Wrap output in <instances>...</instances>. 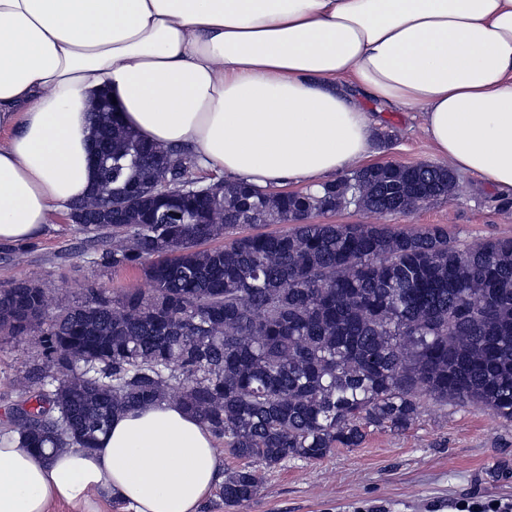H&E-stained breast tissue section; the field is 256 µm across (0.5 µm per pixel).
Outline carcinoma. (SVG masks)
Returning <instances> with one entry per match:
<instances>
[{"label":"carcinoma","instance_id":"carcinoma-1","mask_svg":"<svg viewBox=\"0 0 512 512\" xmlns=\"http://www.w3.org/2000/svg\"><path fill=\"white\" fill-rule=\"evenodd\" d=\"M111 108L104 94L92 107L104 148L78 208L112 205L120 223L84 231L111 238L112 267L139 269L148 289H92L52 313L35 277L0 288V333L36 337L46 360L19 379L6 433L51 455L91 449L112 417L175 392L244 462L222 483L239 506L290 458L356 448L368 426L407 429L424 395L512 422V237L313 221L354 193L366 212H411L418 195L455 192L448 169L385 162L353 191L340 178L303 195L218 180L214 205L181 197L189 163ZM255 219L290 228L237 234Z\"/></svg>","mask_w":512,"mask_h":512}]
</instances>
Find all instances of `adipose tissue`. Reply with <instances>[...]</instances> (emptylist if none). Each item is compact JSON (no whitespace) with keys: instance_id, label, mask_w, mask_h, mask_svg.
Listing matches in <instances>:
<instances>
[{"instance_id":"ef3b65f1","label":"adipose tissue","mask_w":512,"mask_h":512,"mask_svg":"<svg viewBox=\"0 0 512 512\" xmlns=\"http://www.w3.org/2000/svg\"><path fill=\"white\" fill-rule=\"evenodd\" d=\"M102 89L144 139L273 190L365 163L369 99L420 113L451 170L512 200V0H0V242L85 195ZM220 470L209 427L164 399L91 451L0 434V512H198Z\"/></svg>"}]
</instances>
